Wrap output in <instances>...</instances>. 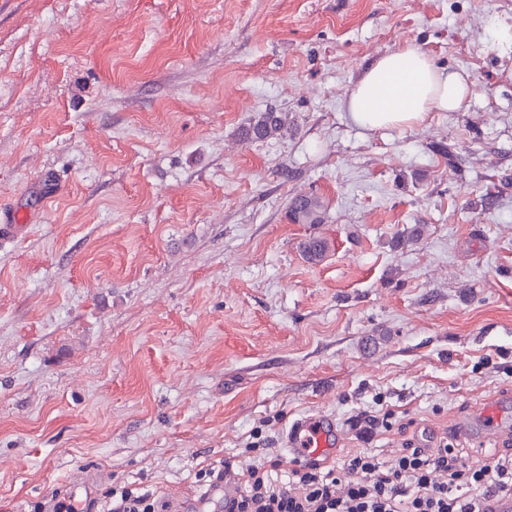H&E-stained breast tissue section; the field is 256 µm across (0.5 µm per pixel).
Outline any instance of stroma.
Wrapping results in <instances>:
<instances>
[{
    "instance_id": "1",
    "label": "stroma",
    "mask_w": 512,
    "mask_h": 512,
    "mask_svg": "<svg viewBox=\"0 0 512 512\" xmlns=\"http://www.w3.org/2000/svg\"><path fill=\"white\" fill-rule=\"evenodd\" d=\"M401 45L472 95L364 130L346 100ZM261 112L285 134L245 139ZM311 193L324 222L289 223ZM0 213V512L87 470L78 501L192 512L199 469L287 475L315 412L329 467L512 451V412L481 436L512 397V0H0ZM328 248L327 240L320 236H309L300 243L302 255L312 264L320 262L324 258ZM342 440V432L331 415L318 413L294 421L284 442L291 462L317 460L334 453ZM107 500L101 504L94 501L85 512H163L165 505L149 492H141L140 488H133L132 484L112 483V488L104 496Z\"/></svg>"
}]
</instances>
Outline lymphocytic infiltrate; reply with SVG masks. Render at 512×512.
<instances>
[{
	"label": "lymphocytic infiltrate",
	"instance_id": "1",
	"mask_svg": "<svg viewBox=\"0 0 512 512\" xmlns=\"http://www.w3.org/2000/svg\"><path fill=\"white\" fill-rule=\"evenodd\" d=\"M336 477L317 462L293 469L287 482L260 464L250 468L231 512H485L486 501L512 493V458L467 466L447 442L409 446L391 462L356 454ZM153 494L113 485L104 504L85 512H164Z\"/></svg>",
	"mask_w": 512,
	"mask_h": 512
}]
</instances>
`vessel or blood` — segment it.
<instances>
[{"label": "vessel or blood", "mask_w": 512, "mask_h": 512, "mask_svg": "<svg viewBox=\"0 0 512 512\" xmlns=\"http://www.w3.org/2000/svg\"><path fill=\"white\" fill-rule=\"evenodd\" d=\"M342 440V432L331 415L319 413L294 421L288 428L284 442L290 461H311L332 453ZM238 494V481L232 474H224L204 494L199 503L201 512L218 501L232 502Z\"/></svg>", "instance_id": "1"}]
</instances>
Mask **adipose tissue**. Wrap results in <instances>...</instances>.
<instances>
[{
    "label": "adipose tissue",
    "mask_w": 512,
    "mask_h": 512,
    "mask_svg": "<svg viewBox=\"0 0 512 512\" xmlns=\"http://www.w3.org/2000/svg\"><path fill=\"white\" fill-rule=\"evenodd\" d=\"M471 92L465 71L438 67L421 50L405 46L365 65L346 111L368 129L413 126L428 113L458 111Z\"/></svg>",
    "instance_id": "adipose-tissue-1"
}]
</instances>
